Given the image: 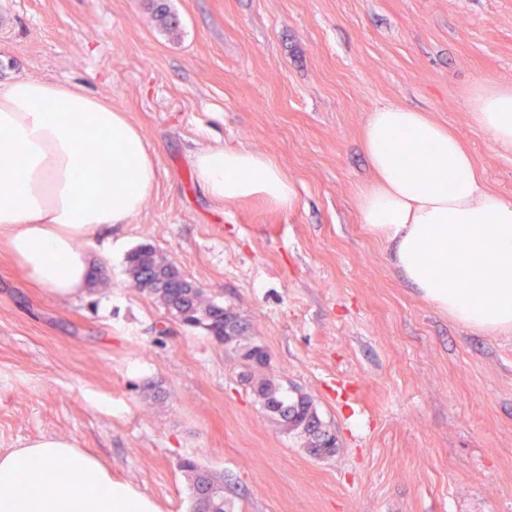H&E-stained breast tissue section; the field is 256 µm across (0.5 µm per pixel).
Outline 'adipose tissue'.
I'll return each mask as SVG.
<instances>
[{"label": "adipose tissue", "mask_w": 512, "mask_h": 512, "mask_svg": "<svg viewBox=\"0 0 512 512\" xmlns=\"http://www.w3.org/2000/svg\"><path fill=\"white\" fill-rule=\"evenodd\" d=\"M469 112L496 151L512 153V88L479 86ZM361 144L374 172L358 195L361 223L393 246L428 302L476 331H512V200L486 188L455 132L414 108L374 109ZM192 167L217 202L258 198L285 208L294 199L283 170L246 148L205 149ZM156 179L141 129L108 100L42 78L0 83V237L54 296L90 287V243L137 214ZM32 468L53 494L26 481ZM0 512L150 510L113 484L104 462L46 437L0 456Z\"/></svg>", "instance_id": "ef3b65f1"}]
</instances>
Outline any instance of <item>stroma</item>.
Returning a JSON list of instances; mask_svg holds the SVG:
<instances>
[{
  "label": "stroma",
  "instance_id": "obj_1",
  "mask_svg": "<svg viewBox=\"0 0 512 512\" xmlns=\"http://www.w3.org/2000/svg\"><path fill=\"white\" fill-rule=\"evenodd\" d=\"M0 0V82L82 84L137 124L158 180L102 230L92 288L53 296L0 245V454L62 437L155 512H189L190 457L234 512H512V333L426 301L360 224L373 178L361 130L406 105L456 131L487 188L512 199V155L468 114L512 87V0ZM265 155L288 209L223 204L195 153ZM149 244L246 323L247 364L134 285ZM264 380L311 397L335 438L318 457L267 413Z\"/></svg>",
  "mask_w": 512,
  "mask_h": 512
}]
</instances>
